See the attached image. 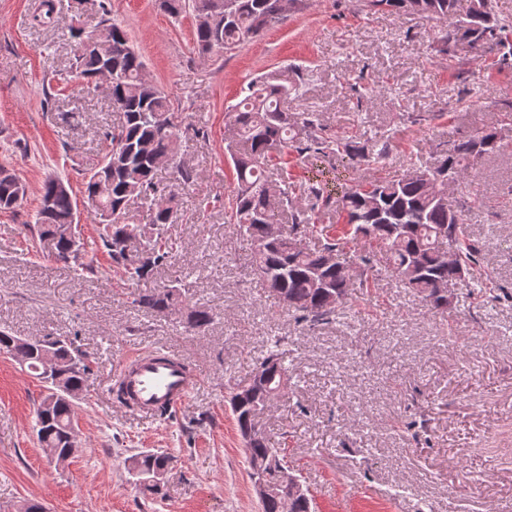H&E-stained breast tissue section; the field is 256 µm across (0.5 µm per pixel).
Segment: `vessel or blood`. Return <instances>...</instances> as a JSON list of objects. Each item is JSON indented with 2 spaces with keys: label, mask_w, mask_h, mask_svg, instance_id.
Here are the masks:
<instances>
[{
  "label": "vessel or blood",
  "mask_w": 512,
  "mask_h": 512,
  "mask_svg": "<svg viewBox=\"0 0 512 512\" xmlns=\"http://www.w3.org/2000/svg\"><path fill=\"white\" fill-rule=\"evenodd\" d=\"M118 381L128 393V411L155 417L184 407L202 377L175 354L137 351L125 359Z\"/></svg>",
  "instance_id": "vessel-or-blood-1"
}]
</instances>
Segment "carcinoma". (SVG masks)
Here are the masks:
<instances>
[{
    "label": "carcinoma",
    "instance_id": "1",
    "mask_svg": "<svg viewBox=\"0 0 512 512\" xmlns=\"http://www.w3.org/2000/svg\"><path fill=\"white\" fill-rule=\"evenodd\" d=\"M290 0H162L165 10L178 16L191 10L194 37L202 56L222 52L246 38L259 36L270 24L284 17ZM461 0H364L371 9L393 13H412L449 22L440 37L443 53H452V42L461 31L471 37L475 49H497L499 62L512 60V39L495 13H477L470 2L460 9ZM55 12L52 0H43L33 13L37 26L50 23ZM99 23L111 28L112 52L78 50L72 66L86 87L106 70L112 72V108L119 121L105 128L107 143L102 160L83 173L84 204L99 215V241L112 262L133 280H145L174 259L177 243L167 236L166 227L177 223L178 198L182 190L194 185L196 170L182 156L179 131L182 117L170 108L169 96L145 76L146 65L121 24L110 19L104 2H98ZM297 95V87L287 68L272 71L250 83L247 94L225 113L228 142L225 158L233 167L237 191L224 208L227 223L237 226L251 241L253 274L268 293H282L288 310L297 319L312 325L333 319L339 308L353 299L368 297L375 278L369 275L371 259L380 257L387 268L410 291L418 294L429 310H448V296L437 295V285L464 269L474 299L498 302L512 299V292L494 288L492 271L485 263L484 249L470 239L467 213L448 205V174L456 183L471 175L479 159L498 148L494 130L454 142L447 156L426 176L407 175L399 179L372 182L355 181L336 201L342 233L324 228L325 240L311 248L303 236L311 231L307 210L294 206L288 182V152L321 157L345 155L357 163H379L390 150L387 141H374L355 147L342 138L321 135L319 119L313 112H288L283 102ZM165 158L175 181L163 185L156 180L155 161ZM104 182L107 194H98ZM25 186L11 174L0 171V210L10 211L23 201ZM136 199L148 200V222H133L129 206ZM77 213V200L68 180L49 176L45 180L39 206L29 229L45 242L57 224L71 223ZM288 218V234L272 229ZM454 252V261L448 253ZM360 260L354 275L347 265V253ZM51 256L81 269L82 243L76 248L65 240L53 243ZM140 310L156 317L181 314L186 329L196 331L211 322L209 311L191 303L189 288L175 279L161 288L140 292L133 298ZM54 347L56 367L47 372L40 363L38 342ZM19 357L36 378L45 383L35 410L37 439L43 448L64 452L73 446L70 428L75 425V403L59 396L52 403L46 390L57 386L84 390L91 372L90 354L74 345L69 337L21 339L0 330V351ZM258 366L272 372L288 373L280 339L272 340ZM238 429L245 441L250 475L256 468L269 477L279 470L285 449L274 455L261 430L247 427L245 417L263 411L267 400L282 391L280 378L268 386L252 387L246 381L227 386ZM172 461L168 452H141L131 456V464L147 476Z\"/></svg>",
    "mask_w": 512,
    "mask_h": 512
}]
</instances>
